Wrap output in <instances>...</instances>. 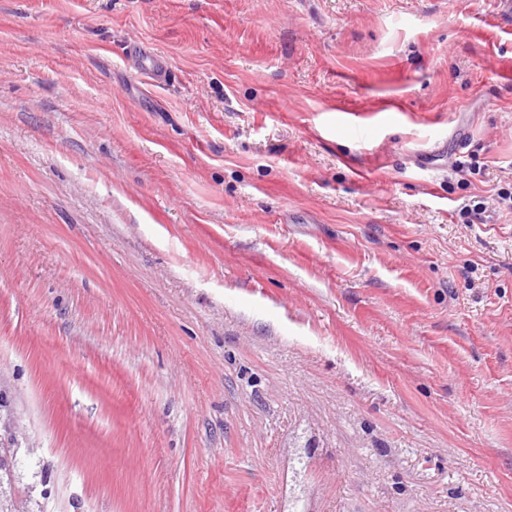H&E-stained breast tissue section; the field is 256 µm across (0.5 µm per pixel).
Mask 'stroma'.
<instances>
[{
    "label": "stroma",
    "mask_w": 512,
    "mask_h": 512,
    "mask_svg": "<svg viewBox=\"0 0 512 512\" xmlns=\"http://www.w3.org/2000/svg\"><path fill=\"white\" fill-rule=\"evenodd\" d=\"M493 62V0H0V394L34 501L281 512L301 435L311 512H512ZM129 53L135 59L137 70L148 81L161 84L169 79L167 63L162 56L147 52L139 46L131 47Z\"/></svg>",
    "instance_id": "1"
}]
</instances>
